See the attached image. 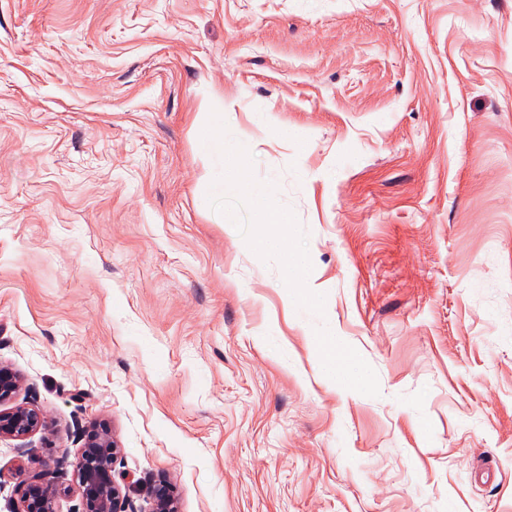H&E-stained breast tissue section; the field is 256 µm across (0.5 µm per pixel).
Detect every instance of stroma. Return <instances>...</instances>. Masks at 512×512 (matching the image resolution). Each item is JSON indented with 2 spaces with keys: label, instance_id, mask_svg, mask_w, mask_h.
Masks as SVG:
<instances>
[{
  "label": "stroma",
  "instance_id": "35a3bbf8",
  "mask_svg": "<svg viewBox=\"0 0 512 512\" xmlns=\"http://www.w3.org/2000/svg\"><path fill=\"white\" fill-rule=\"evenodd\" d=\"M1 363L0 512L95 425L136 512H512V0H0ZM197 117V130L206 140L202 159L208 166L207 187L210 197L224 199V112L217 103L205 102ZM219 129V130H218ZM218 130V132H216ZM216 132V133H215ZM20 384L19 375L10 367L0 364L1 440L24 439L39 430L47 428V422L38 410L12 402ZM173 486L166 480L151 483L147 487V496L151 504L149 512H180Z\"/></svg>",
  "mask_w": 512,
  "mask_h": 512
}]
</instances>
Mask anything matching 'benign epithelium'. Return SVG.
<instances>
[{
    "label": "benign epithelium",
    "instance_id": "obj_1",
    "mask_svg": "<svg viewBox=\"0 0 512 512\" xmlns=\"http://www.w3.org/2000/svg\"><path fill=\"white\" fill-rule=\"evenodd\" d=\"M19 375L0 364V439L19 440L47 428L43 415L36 409L13 402L20 387ZM120 448L111 432L94 425L87 431L84 448L73 467L82 512H136L127 493V478H116L114 462ZM19 499L14 512H57L59 488L33 475L17 486ZM149 512H180L173 486L162 479L147 487Z\"/></svg>",
    "mask_w": 512,
    "mask_h": 512
}]
</instances>
